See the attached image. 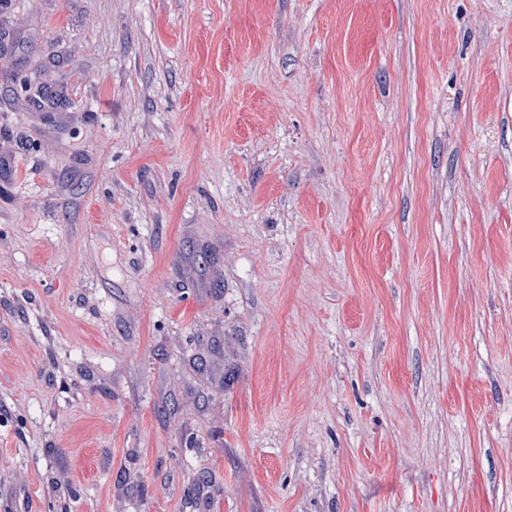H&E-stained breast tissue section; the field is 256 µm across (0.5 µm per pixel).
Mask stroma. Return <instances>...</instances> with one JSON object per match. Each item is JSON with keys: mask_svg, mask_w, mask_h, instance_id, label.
Segmentation results:
<instances>
[{"mask_svg": "<svg viewBox=\"0 0 512 512\" xmlns=\"http://www.w3.org/2000/svg\"><path fill=\"white\" fill-rule=\"evenodd\" d=\"M0 45V512H512V0Z\"/></svg>", "mask_w": 512, "mask_h": 512, "instance_id": "35a3bbf8", "label": "stroma"}]
</instances>
